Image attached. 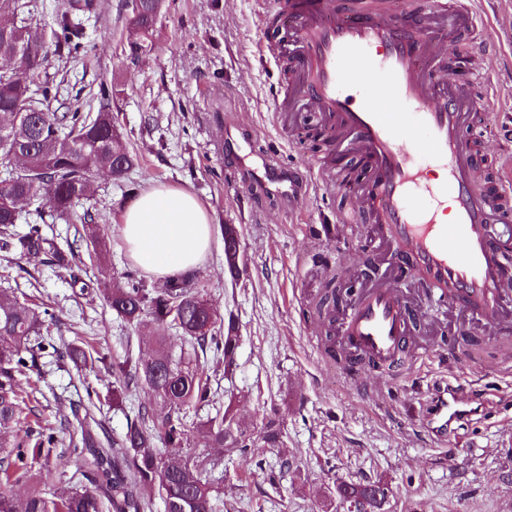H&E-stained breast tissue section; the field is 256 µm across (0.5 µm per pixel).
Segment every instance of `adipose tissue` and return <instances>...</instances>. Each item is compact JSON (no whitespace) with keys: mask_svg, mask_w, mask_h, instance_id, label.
I'll list each match as a JSON object with an SVG mask.
<instances>
[{"mask_svg":"<svg viewBox=\"0 0 512 512\" xmlns=\"http://www.w3.org/2000/svg\"><path fill=\"white\" fill-rule=\"evenodd\" d=\"M131 260L165 281L195 270L210 249L208 215L190 192L158 186L142 193L121 226Z\"/></svg>","mask_w":512,"mask_h":512,"instance_id":"1","label":"adipose tissue"}]
</instances>
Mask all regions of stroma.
<instances>
[{"instance_id": "35a3bbf8", "label": "stroma", "mask_w": 512, "mask_h": 512, "mask_svg": "<svg viewBox=\"0 0 512 512\" xmlns=\"http://www.w3.org/2000/svg\"><path fill=\"white\" fill-rule=\"evenodd\" d=\"M95 3L92 12L73 15L82 47L60 75L80 90L86 112L97 109L99 83H111L120 140L137 158L125 180L94 178L93 204L110 253L96 263L78 247L68 269L0 256V290L47 304L54 319L43 335L95 358L77 367L47 353L39 373L16 376L21 390L35 393L29 423L52 429L57 452L68 455L65 468L47 466L34 481L50 487L80 468L67 452L71 407L79 400L92 397L91 414L114 440L132 411L150 406L142 388L113 397L111 362L150 355L159 336L172 354L180 352L176 329L151 323L134 330L99 293L133 266L120 240L125 212L143 191L167 186L192 192L209 215L211 245L198 272L213 308L233 318L240 336L232 374L212 354L199 355L219 401L190 417L203 422L230 406L252 432L271 419L282 431L279 448L245 456L231 447L208 449L216 512H337L338 501L327 495L343 481L387 484L384 512H512V403L499 399L512 387V301L497 328L453 304L428 318L420 314L412 336L425 356L397 372L327 354L317 307L329 278L343 291L400 282L419 313L430 297L423 282L397 279L391 244L373 220L359 216L367 167L350 185L324 189L313 177L322 151L299 141L303 125L286 129L276 121L289 24L265 23L263 0H164L152 49L135 56L131 0ZM473 4L492 8L482 38L493 51L496 81L512 89V0ZM501 106L497 118L472 120L464 131L492 177L503 155L501 133L512 128V99ZM228 130L240 138L234 154L222 149ZM264 158L304 173L303 199L292 204L249 181V169ZM228 224L239 231L234 276L224 261ZM464 334L477 337L481 350L465 352L457 342ZM455 379L480 389L486 406L442 447L423 428L422 404L438 384Z\"/></svg>"}]
</instances>
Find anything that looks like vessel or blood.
I'll use <instances>...</instances> for the list:
<instances>
[{"label":"vessel or blood","instance_id":"b4317fda","mask_svg":"<svg viewBox=\"0 0 512 512\" xmlns=\"http://www.w3.org/2000/svg\"><path fill=\"white\" fill-rule=\"evenodd\" d=\"M292 27L300 53L289 99L306 100L337 121L350 144L374 171L362 202L382 224L408 262L441 293L436 303L453 301L493 322L512 298V268L506 266L493 228L512 225V176L499 177L494 197L477 194L478 171L463 136L473 112L493 116L496 103L474 101L469 86L437 69L460 30L473 41L470 76L488 78L486 48L477 43L484 21L470 0H408L397 13L392 0H275ZM446 172L443 185L429 181L420 152ZM264 188L298 199L292 173L263 162ZM452 198L451 223L440 219L443 198ZM415 313L395 286L363 294L344 316L346 346L373 363L391 368L411 358L410 326ZM477 399L466 383L448 382L424 403L426 425L447 440L458 423L476 412Z\"/></svg>","mask_w":512,"mask_h":512}]
</instances>
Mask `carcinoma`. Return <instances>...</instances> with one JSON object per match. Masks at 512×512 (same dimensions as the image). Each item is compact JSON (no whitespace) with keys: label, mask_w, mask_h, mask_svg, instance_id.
I'll list each match as a JSON object with an SVG mask.
<instances>
[{"label":"carcinoma","mask_w":512,"mask_h":512,"mask_svg":"<svg viewBox=\"0 0 512 512\" xmlns=\"http://www.w3.org/2000/svg\"><path fill=\"white\" fill-rule=\"evenodd\" d=\"M29 0H0V254L20 259L44 256L63 267L73 260V250L57 247L42 233L41 224H81L89 255L100 260L109 251L99 233L96 214L78 211L92 192V178L107 173L120 181L135 166L134 157L120 143L112 112V90L100 89L99 108L84 112L78 102L64 96L62 82L48 73L49 49L58 57L78 52L79 37L69 12L47 30L17 18L29 12ZM158 13L155 0H142L131 15L129 28L136 36L134 51L152 46ZM56 101L64 111L49 109ZM41 203V223L24 234L9 227L21 219L19 200ZM225 266L238 271L239 236L232 224L224 225ZM205 284L193 276L172 278L160 288H149L141 272L131 269L104 290L106 305L129 325L139 327L150 318L178 329L184 341L179 358H173L165 340H156L148 358L112 364L122 381L140 385L153 398L159 412H144L130 422L123 437L104 448L91 430L89 409L74 414L80 428L78 443L86 453L85 468L102 477L89 487L71 481L54 488L31 487L24 498L13 495L11 483L30 476L35 464L49 463L54 436L21 430L26 400L16 387L15 374L36 367L37 352L45 349L40 330L54 319L48 309L38 310L6 292L0 293V512H145L142 491L157 495L164 512H213V487L207 475L211 460L183 449L194 439L202 446L230 444L243 452L264 443L275 447L280 428L270 419L256 435L228 406L224 413L190 428L187 413L213 402L211 377L195 364L197 350H213L224 370L235 364L239 336L233 320L224 324L204 298ZM170 448L165 454L156 442ZM389 488L380 481L341 483L334 497L345 505H362L365 512H381Z\"/></svg>","instance_id":"obj_1"}]
</instances>
